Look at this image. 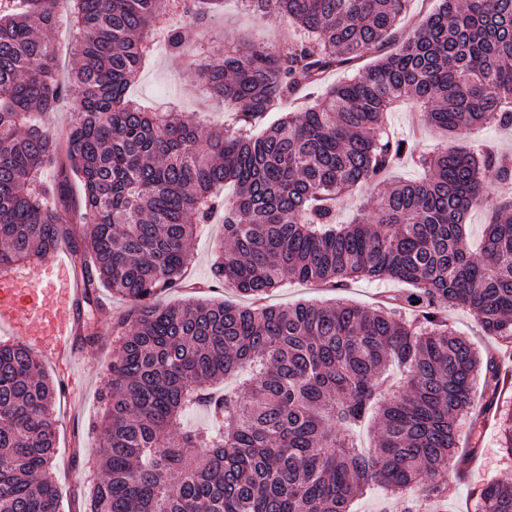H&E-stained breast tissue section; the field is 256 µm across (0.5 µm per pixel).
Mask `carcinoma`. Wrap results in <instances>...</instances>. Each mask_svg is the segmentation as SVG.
I'll list each match as a JSON object with an SVG mask.
<instances>
[{"label": "carcinoma", "instance_id": "carcinoma-1", "mask_svg": "<svg viewBox=\"0 0 512 512\" xmlns=\"http://www.w3.org/2000/svg\"><path fill=\"white\" fill-rule=\"evenodd\" d=\"M59 2L0 8V271L70 239L90 346L99 291L131 303L101 397L102 475L88 512H350L373 484L436 495L466 463L451 464L465 415L498 422L512 454V415L498 410L512 384V199L494 207L477 254L466 224L487 184L512 181V156L486 143L418 155L384 120L411 101L450 134L511 128L512 0H441L398 50L327 89L324 74L372 52L408 0H247L257 18L295 25L300 44L222 54L185 36L221 0H72L65 78L47 36ZM162 48L202 60L198 82L233 124L203 137L129 95ZM301 89L313 104L263 124ZM67 94L77 112L60 138L35 116ZM405 165L423 177L386 180ZM363 185L378 192L373 220L336 223V201ZM220 212L228 247L211 273L245 297L360 277L410 293L371 309L156 303L181 281L194 226ZM457 306L505 348L483 356L456 335L446 313ZM59 390L34 351L0 343V512H62L51 473ZM196 413L205 422L186 425ZM366 420L380 434L360 448L346 430ZM475 512H512V482L484 484Z\"/></svg>", "mask_w": 512, "mask_h": 512}]
</instances>
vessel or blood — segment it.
I'll use <instances>...</instances> for the list:
<instances>
[{"label": "vessel or blood", "instance_id": "b4317fda", "mask_svg": "<svg viewBox=\"0 0 512 512\" xmlns=\"http://www.w3.org/2000/svg\"><path fill=\"white\" fill-rule=\"evenodd\" d=\"M56 268V281L44 285L0 272V333L67 367L85 350L76 336L83 311L82 271L72 259L57 262Z\"/></svg>", "mask_w": 512, "mask_h": 512}]
</instances>
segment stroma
Returning <instances> with one entry per match:
<instances>
[{"mask_svg": "<svg viewBox=\"0 0 512 512\" xmlns=\"http://www.w3.org/2000/svg\"><path fill=\"white\" fill-rule=\"evenodd\" d=\"M438 0H410L390 38L379 44L371 53L325 74L324 85L364 73L380 58L394 52L402 40L411 35L423 21L437 9ZM189 39L203 38L215 46H226L238 40L272 43L288 48L295 39L288 21L272 16L254 20L240 0H224V15L201 27H187ZM197 61L190 56H173L159 51L144 68L131 89L140 102L162 110L175 109L183 116L197 118L201 129L229 120L222 102L201 97L193 73ZM388 123L398 132L411 138L415 151L426 153L440 143L438 130L423 128L421 111L408 107L389 113ZM224 241V224L221 220L200 225L189 246L190 263L180 287L172 288L159 297L161 303L177 304L192 300H224L241 303V296L223 284H211V263L217 247ZM399 285L386 280H359L351 283L346 291L314 288L306 284H291L267 296V303L281 307L299 301L330 304L345 298L364 307L374 306L381 296L399 292ZM101 302L108 307L109 317L100 318L98 344L87 359L64 370L52 360H45L48 373L57 380L74 376L80 391L75 399L58 397L55 410L58 418V448L52 472L63 497V512H87L89 495L101 471L98 466V434L95 425L100 420L101 396L108 389L109 371L113 356L118 351V318L124 316L128 302L121 297L104 292ZM459 435L464 447L478 448L479 453L467 465L465 479L444 483L441 497L428 499L423 492L412 495L410 504L379 488H371L352 504V512H474L473 491L491 481H512V457L501 446L498 428L487 425L472 430L469 422L459 424Z\"/></svg>", "mask_w": 512, "mask_h": 512, "instance_id": "35a3bbf8", "label": "stroma"}]
</instances>
